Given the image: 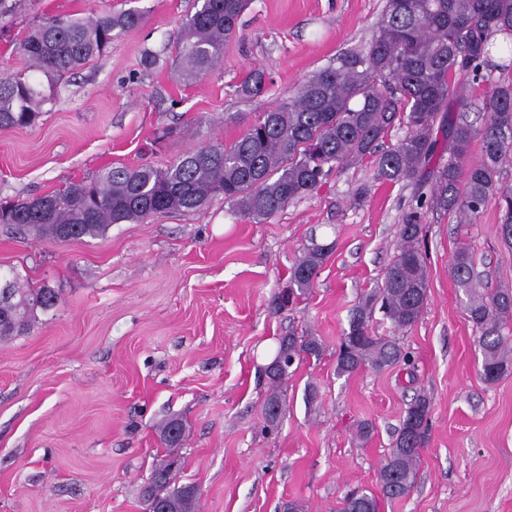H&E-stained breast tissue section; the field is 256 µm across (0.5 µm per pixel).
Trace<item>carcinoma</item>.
<instances>
[{
    "mask_svg": "<svg viewBox=\"0 0 512 512\" xmlns=\"http://www.w3.org/2000/svg\"><path fill=\"white\" fill-rule=\"evenodd\" d=\"M250 0H197L176 42L182 74L194 79L223 59L224 42L236 36ZM144 20L142 11L103 9L87 17L48 15L31 24L19 43L28 68L0 74V129L34 125L53 104L59 82L103 55L112 42ZM512 31V0H386L370 42L343 52L301 83L287 99L249 124L230 143L189 148L163 168L110 166L91 179L30 199L0 203V223L23 238L67 242L104 235L110 226L143 223L172 212L196 211L222 196L245 215L264 221L302 197L328 172L338 173L373 159L376 179L416 187L415 206L398 229L397 251L383 282L353 309L336 347V371L383 369L405 359L398 340L372 328L375 305L396 331L414 326L427 303V263L420 247L428 212L443 210L466 224L498 195L499 233L512 249V189L498 186L504 160L512 156V81L495 86L484 102V122L468 119L472 108L461 77L478 76L491 54V40ZM264 73L250 72L238 92L262 93ZM406 127L394 145L383 138L394 122ZM481 139L480 158L470 147ZM429 191H424V188ZM332 246L314 243L293 266L284 304L315 284ZM450 272L467 297V315L482 354L481 377L497 382L512 368V347L503 327L512 320V289L483 287L469 249L460 246ZM0 341L31 329L38 310L54 308L58 294L45 285L17 287L14 271L0 273ZM283 367L268 370L271 393L264 403L269 423L279 421L282 386L298 361L322 356L314 336L279 342ZM431 403L416 395L380 469L382 497L408 496L415 487L426 447ZM162 440L181 441L184 426L172 419ZM167 460L154 466L143 486L145 502L169 512H195L197 490L170 474ZM339 512H378V498L365 490L346 495Z\"/></svg>",
    "mask_w": 512,
    "mask_h": 512,
    "instance_id": "carcinoma-1",
    "label": "carcinoma"
}]
</instances>
